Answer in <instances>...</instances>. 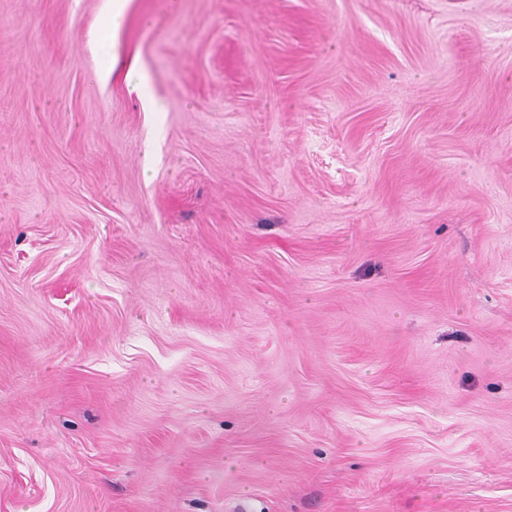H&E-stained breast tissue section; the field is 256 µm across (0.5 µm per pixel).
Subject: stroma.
I'll return each instance as SVG.
<instances>
[{"label":"stroma","mask_w":512,"mask_h":512,"mask_svg":"<svg viewBox=\"0 0 512 512\" xmlns=\"http://www.w3.org/2000/svg\"><path fill=\"white\" fill-rule=\"evenodd\" d=\"M0 0V512H512V0Z\"/></svg>","instance_id":"35a3bbf8"}]
</instances>
